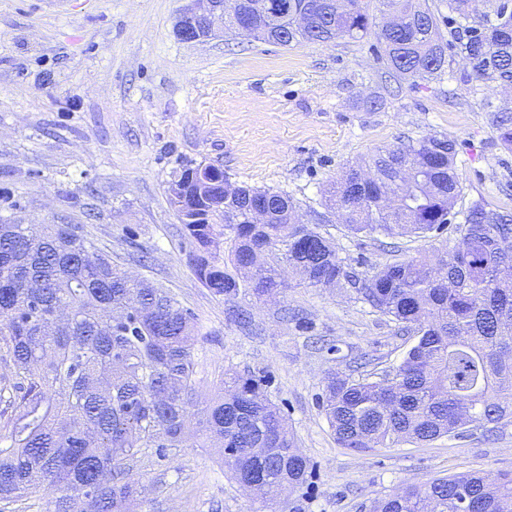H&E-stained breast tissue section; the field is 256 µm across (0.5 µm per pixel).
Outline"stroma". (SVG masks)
I'll return each instance as SVG.
<instances>
[{"label": "stroma", "instance_id": "stroma-1", "mask_svg": "<svg viewBox=\"0 0 512 512\" xmlns=\"http://www.w3.org/2000/svg\"><path fill=\"white\" fill-rule=\"evenodd\" d=\"M182 6L0 0V222L86 225L114 269L173 294L200 327L202 393L228 369L266 373L314 465L305 512H361L434 477L512 471V422L367 453L338 447L318 407L325 373L398 366L412 338L353 291L289 275L271 299L213 294L167 199L182 166L204 163L233 185L290 197L359 274L417 255L430 242L349 234L324 191L351 166L432 134L457 145L460 206L481 198L512 208V151L497 142L469 65L455 60L442 80L415 85L386 78L371 37L187 43L174 32ZM367 97L383 108L367 111ZM136 472L148 489L138 512H261L212 448L191 443Z\"/></svg>", "mask_w": 512, "mask_h": 512}]
</instances>
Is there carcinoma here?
<instances>
[{"mask_svg": "<svg viewBox=\"0 0 512 512\" xmlns=\"http://www.w3.org/2000/svg\"><path fill=\"white\" fill-rule=\"evenodd\" d=\"M225 29L287 47L374 37L388 73L414 84L440 80L466 59L477 87H512V35L500 30L503 0H278L277 12L227 0ZM300 15L305 23L294 24ZM448 28L443 33L442 28ZM497 139L512 150V112L483 96ZM456 144L409 140L332 184L327 208L349 233L372 240L459 237L359 277L329 238L296 223L290 198L268 201L253 224L244 186L224 192L210 224H186L197 278L226 299H261L283 287L288 267L316 288H351L357 300L415 337L391 384L373 367L331 371L319 408L341 448L369 452L460 434L469 424L512 421V209L479 199L458 212ZM224 245V254L218 253ZM196 318L161 288L119 273L84 224H0V501L48 499V512H132L145 488L142 457L166 456L205 433L233 479H257L255 496L294 497L312 478L267 379L227 371L201 400ZM512 512V472L434 478L372 501L369 512ZM290 512H302L294 497Z\"/></svg>", "mask_w": 512, "mask_h": 512, "instance_id": "1", "label": "carcinoma"}]
</instances>
